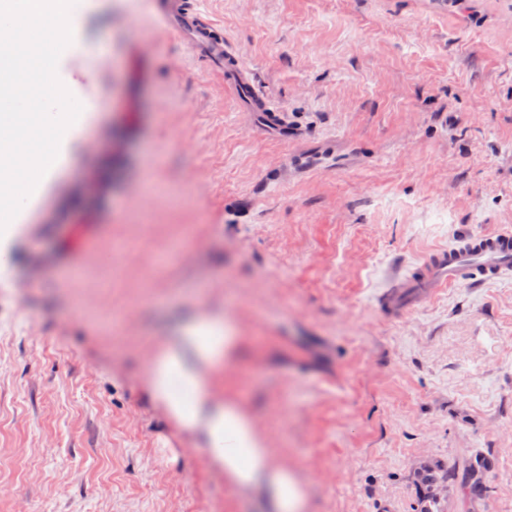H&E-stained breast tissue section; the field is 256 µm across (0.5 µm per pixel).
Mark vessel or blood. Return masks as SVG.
<instances>
[{
  "instance_id": "vessel-or-blood-1",
  "label": "vessel or blood",
  "mask_w": 512,
  "mask_h": 512,
  "mask_svg": "<svg viewBox=\"0 0 512 512\" xmlns=\"http://www.w3.org/2000/svg\"><path fill=\"white\" fill-rule=\"evenodd\" d=\"M158 10L215 70H223L228 57L214 23L191 9L187 0H159ZM507 271H512V231L477 232L467 235L460 246L433 250L408 285L429 297L454 284Z\"/></svg>"
}]
</instances>
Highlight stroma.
<instances>
[{"mask_svg":"<svg viewBox=\"0 0 512 512\" xmlns=\"http://www.w3.org/2000/svg\"><path fill=\"white\" fill-rule=\"evenodd\" d=\"M80 0L95 113L0 267V512H257L143 386L173 313L223 307L224 371L311 512H512V271L413 303L436 248L512 228V0ZM491 466L470 496L463 472ZM187 1L190 0H159V13L166 22L182 33L200 56L215 70L224 74V64L230 59L224 54V35L217 31L214 23L191 9Z\"/></svg>","mask_w":512,"mask_h":512,"instance_id":"stroma-1","label":"stroma"}]
</instances>
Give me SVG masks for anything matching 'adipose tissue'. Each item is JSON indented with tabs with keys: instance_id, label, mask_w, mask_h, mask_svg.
Here are the masks:
<instances>
[{
	"instance_id": "obj_1",
	"label": "adipose tissue",
	"mask_w": 512,
	"mask_h": 512,
	"mask_svg": "<svg viewBox=\"0 0 512 512\" xmlns=\"http://www.w3.org/2000/svg\"><path fill=\"white\" fill-rule=\"evenodd\" d=\"M242 344L222 311L182 312L143 366L147 393L225 486L258 494L264 512H310L303 479L277 460L251 413L219 386L225 364L235 360Z\"/></svg>"
}]
</instances>
